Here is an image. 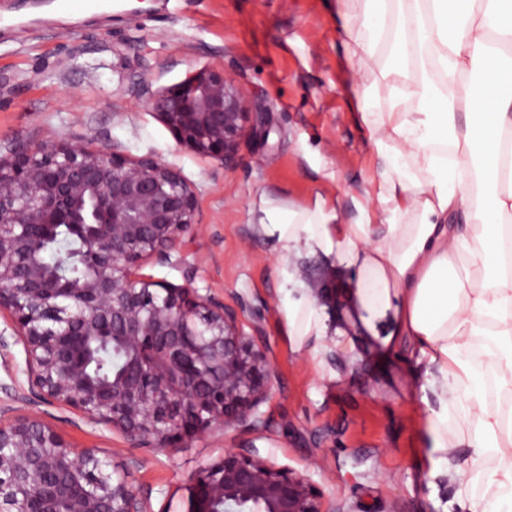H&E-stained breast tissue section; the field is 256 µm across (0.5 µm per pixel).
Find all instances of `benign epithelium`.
Masks as SVG:
<instances>
[{
    "label": "benign epithelium",
    "mask_w": 512,
    "mask_h": 512,
    "mask_svg": "<svg viewBox=\"0 0 512 512\" xmlns=\"http://www.w3.org/2000/svg\"><path fill=\"white\" fill-rule=\"evenodd\" d=\"M177 144L226 171L251 133L252 102L224 69L204 66L175 87L133 91ZM197 191L171 164L106 143L58 139L12 144L0 154V357L20 344L28 388L0 384V512H153L136 483L142 460L108 463L78 448L34 407L64 406L135 448L175 451L196 438L270 429L261 407L279 383L256 308L193 286L196 264L181 249L197 224ZM65 225L89 269L77 283L35 255L34 244ZM186 269L172 286L144 264ZM112 337L126 355L109 384L92 380L85 352ZM343 512L300 471L257 448H226L205 467L191 512Z\"/></svg>",
    "instance_id": "benign-epithelium-1"
}]
</instances>
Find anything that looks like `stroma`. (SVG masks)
Wrapping results in <instances>:
<instances>
[{"instance_id":"1","label":"stroma","mask_w":512,"mask_h":512,"mask_svg":"<svg viewBox=\"0 0 512 512\" xmlns=\"http://www.w3.org/2000/svg\"><path fill=\"white\" fill-rule=\"evenodd\" d=\"M210 64L233 75L256 108L241 165L224 172L179 147L131 90H163ZM340 23L329 0H114L111 10L64 14L37 0H0V141L107 140L132 156H156L197 190L200 231L184 248L200 261L194 285L227 304L258 308L280 383L264 410L263 439L239 430L200 438L174 452L134 448L101 427L80 426L67 410L39 405L44 420L73 442L143 460L138 483L155 507L191 512L194 477L225 449L256 445L262 456L304 471L346 512H463L456 501L453 449L433 466L423 434L437 403L423 390L422 366L406 353L380 357L374 338L391 315L362 308L356 275L335 258L288 263L256 229L261 195L306 206L323 198L346 223L359 216L366 177L381 158L355 120L357 102ZM318 289L331 344L298 350L280 330L284 276Z\"/></svg>"}]
</instances>
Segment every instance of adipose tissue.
<instances>
[{
  "label": "adipose tissue",
  "mask_w": 512,
  "mask_h": 512,
  "mask_svg": "<svg viewBox=\"0 0 512 512\" xmlns=\"http://www.w3.org/2000/svg\"><path fill=\"white\" fill-rule=\"evenodd\" d=\"M335 8L349 58L376 67L355 90L383 160L365 190L378 211L349 224L321 198L266 200L259 224L282 256L356 267L360 303L393 312L385 352L405 344L424 361L433 453L466 451V512H512V0ZM282 321L296 349L326 337L308 298L289 300Z\"/></svg>",
  "instance_id": "adipose-tissue-1"
}]
</instances>
